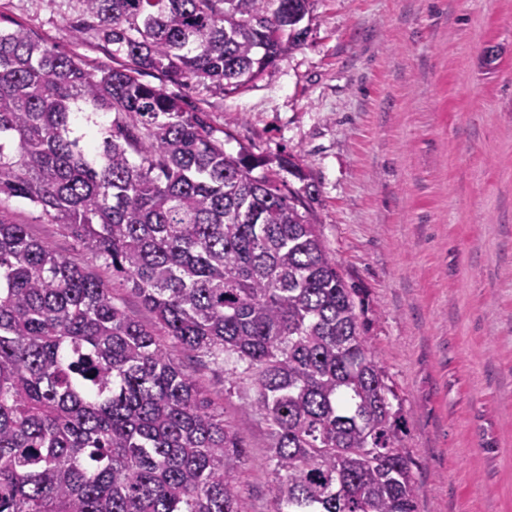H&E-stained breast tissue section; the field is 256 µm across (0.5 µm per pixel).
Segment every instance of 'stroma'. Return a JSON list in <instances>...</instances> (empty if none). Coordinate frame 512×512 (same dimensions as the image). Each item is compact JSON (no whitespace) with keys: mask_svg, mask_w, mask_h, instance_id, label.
Instances as JSON below:
<instances>
[{"mask_svg":"<svg viewBox=\"0 0 512 512\" xmlns=\"http://www.w3.org/2000/svg\"><path fill=\"white\" fill-rule=\"evenodd\" d=\"M77 18L76 0H0L1 30L90 68L126 64ZM302 25L303 45L237 91L140 79L183 97L226 151L292 157L314 182L310 214L403 404L418 512H512V0H313ZM0 211L154 328L76 236L18 198ZM177 360L240 429L243 512H273L250 381Z\"/></svg>","mask_w":512,"mask_h":512,"instance_id":"1","label":"stroma"}]
</instances>
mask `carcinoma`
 <instances>
[{
  "label": "carcinoma",
  "instance_id": "carcinoma-1",
  "mask_svg": "<svg viewBox=\"0 0 512 512\" xmlns=\"http://www.w3.org/2000/svg\"><path fill=\"white\" fill-rule=\"evenodd\" d=\"M129 64L0 30V196L131 285L179 347L252 381L275 512H417L402 403L308 210L152 70L234 91L302 46L311 0H76ZM111 117L109 125L102 118ZM246 455L111 289L0 216V512H241Z\"/></svg>",
  "mask_w": 512,
  "mask_h": 512
}]
</instances>
